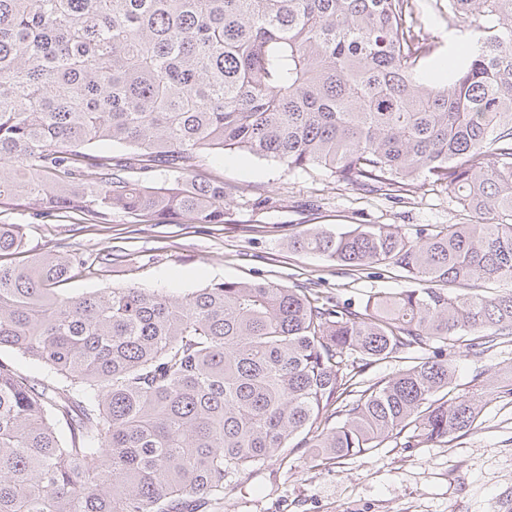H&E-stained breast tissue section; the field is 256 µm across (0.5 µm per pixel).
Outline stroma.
<instances>
[{
	"mask_svg": "<svg viewBox=\"0 0 512 512\" xmlns=\"http://www.w3.org/2000/svg\"><path fill=\"white\" fill-rule=\"evenodd\" d=\"M420 20L440 52L459 39L447 0H416ZM206 176L222 180L234 223L133 224L113 214L112 228L63 219L35 220L31 206L0 211V224L25 228L24 259L62 248L83 254L111 248L112 262L76 275L66 295L137 286L183 295L212 282L268 281L311 288L360 307L373 292H396L410 281L394 269L346 273L324 257L293 251L288 241L313 229L389 224L411 237L420 224H464L469 216L443 186L414 191L399 203L335 180L325 170L288 171L281 164L228 153L209 161ZM267 207L252 205L258 195ZM456 369L454 396L483 394L473 430L446 443L403 449L393 441L326 468L295 452L288 467L266 464L224 497V512H512V342L473 354L466 339L449 346Z\"/></svg>",
	"mask_w": 512,
	"mask_h": 512,
	"instance_id": "stroma-1",
	"label": "stroma"
}]
</instances>
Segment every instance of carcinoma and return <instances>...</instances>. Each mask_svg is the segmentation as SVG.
<instances>
[{
  "label": "carcinoma",
  "mask_w": 512,
  "mask_h": 512,
  "mask_svg": "<svg viewBox=\"0 0 512 512\" xmlns=\"http://www.w3.org/2000/svg\"><path fill=\"white\" fill-rule=\"evenodd\" d=\"M448 19L467 34L434 82L412 0H0V209L230 224L200 170L239 151L394 201L442 185L478 216L291 238L414 284L359 311L256 281L65 296L112 252L13 263L23 228L0 224V350L53 373L35 386L0 360V512H224L294 438L316 468L474 429L480 393L451 397L443 352L512 339V292H481L512 280V0H448ZM154 168L160 185L139 178ZM415 346L432 355L366 383Z\"/></svg>",
  "instance_id": "cac0c4a2"
}]
</instances>
